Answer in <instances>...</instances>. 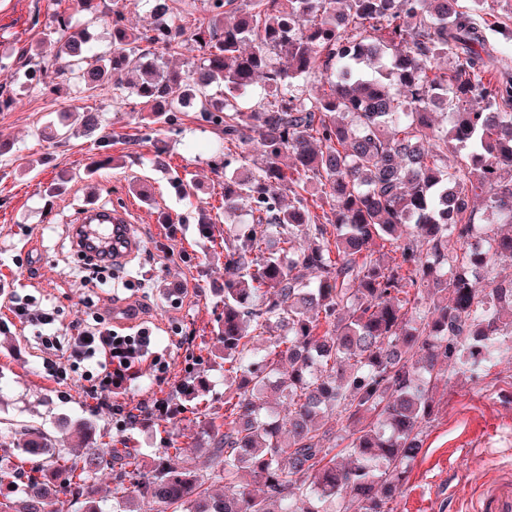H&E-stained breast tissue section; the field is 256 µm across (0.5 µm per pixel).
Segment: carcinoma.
Returning <instances> with one entry per match:
<instances>
[{
	"label": "carcinoma",
	"instance_id": "1",
	"mask_svg": "<svg viewBox=\"0 0 512 512\" xmlns=\"http://www.w3.org/2000/svg\"><path fill=\"white\" fill-rule=\"evenodd\" d=\"M119 3L100 64L83 67L93 48L79 23L43 43L82 92L112 87L117 109L134 95L142 119L169 124L190 104L224 127V215L249 216L224 232L209 351L224 362V414L151 457L112 447L90 420L60 427L82 448L69 458L37 431L23 464L0 469V512H60L63 496L103 512L93 480L106 470L112 512L142 500L159 512H395L448 367L476 380L512 352V276L492 275L512 261V66L487 40L488 0H211L237 18L190 33L168 0L142 31ZM186 41L199 64L163 69L160 55ZM311 77L323 81L313 97L301 89ZM67 127L64 115L40 136ZM168 152L157 138L147 161L162 168ZM205 388L184 385V410L199 414Z\"/></svg>",
	"mask_w": 512,
	"mask_h": 512
}]
</instances>
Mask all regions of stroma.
Returning a JSON list of instances; mask_svg holds the SVG:
<instances>
[{
    "mask_svg": "<svg viewBox=\"0 0 512 512\" xmlns=\"http://www.w3.org/2000/svg\"><path fill=\"white\" fill-rule=\"evenodd\" d=\"M74 14L73 0H0V467L18 465V450L33 429L54 430L58 418H92L115 447L146 454L163 447L166 431L182 442L199 437L203 419L181 412L180 389L196 375L207 376L216 411L224 409V370L201 358L211 348L223 311L216 294L224 285V253L198 224L206 210L223 234L222 130L199 121L194 108L173 124L140 121V104L128 99L114 109L111 90L79 98L74 73L37 70L43 31ZM99 112L115 137L98 148L80 128V114ZM70 113L68 139L49 143L39 135L57 113ZM169 145L167 167L145 163L153 138ZM105 160L86 175L90 159ZM192 176L200 208L189 207L174 189ZM65 182L63 193H53ZM124 209L140 246L118 266L113 284L95 285L74 263L71 232L87 200ZM31 295L56 312V355L65 358L73 327L101 317L122 334L146 329L151 355L112 396L98 406L82 370L58 380L43 368L46 357L38 329L15 320L10 300ZM436 417L424 445L406 469L395 512H459L470 506L475 486L497 473L512 475V358H503L481 378L450 377L433 392ZM167 400L175 414L168 427L126 425L129 413Z\"/></svg>",
    "mask_w": 512,
    "mask_h": 512,
    "instance_id": "1",
    "label": "stroma"
}]
</instances>
